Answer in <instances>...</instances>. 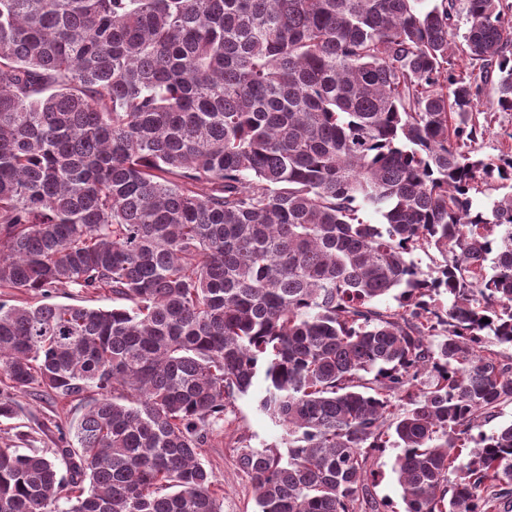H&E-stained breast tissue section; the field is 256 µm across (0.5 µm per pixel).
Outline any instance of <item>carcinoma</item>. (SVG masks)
Segmentation results:
<instances>
[{"mask_svg": "<svg viewBox=\"0 0 512 512\" xmlns=\"http://www.w3.org/2000/svg\"><path fill=\"white\" fill-rule=\"evenodd\" d=\"M422 2L0 0V290L37 299L0 302V417L84 406L0 448V512H221L201 448L258 377V512H380L389 446L404 512H512V423L473 434L512 403V156L471 150L512 3ZM53 296L54 297L52 298L51 302H56L59 304L94 305L96 307H102L105 309H110L112 306L123 304L122 301L112 300L111 294L101 295L99 298H97V301L94 302H84L82 296L75 292L63 293L62 291H59L53 294ZM14 396L20 405L18 416L10 420L1 418L0 447L18 448L21 453L55 448L59 434L50 422L55 420L66 429L83 413L82 405L77 402L63 405L35 394ZM19 431H24L26 437L18 439L15 434ZM399 452L398 448H385L383 453L374 458L371 468L375 476L368 481L369 488L379 501L387 505L385 508L388 512L404 510L397 475L393 470Z\"/></svg>", "mask_w": 512, "mask_h": 512, "instance_id": "cac0c4a2", "label": "carcinoma"}]
</instances>
